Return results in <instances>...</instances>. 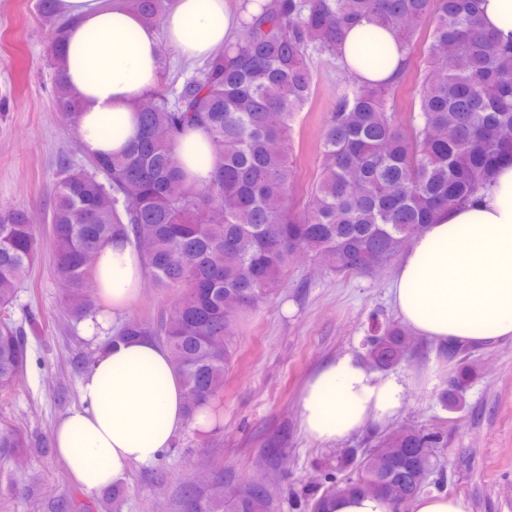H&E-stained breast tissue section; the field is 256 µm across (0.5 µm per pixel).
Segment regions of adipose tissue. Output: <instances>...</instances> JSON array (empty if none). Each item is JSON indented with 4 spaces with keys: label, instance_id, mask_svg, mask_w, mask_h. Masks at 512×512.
<instances>
[{
    "label": "adipose tissue",
    "instance_id": "obj_1",
    "mask_svg": "<svg viewBox=\"0 0 512 512\" xmlns=\"http://www.w3.org/2000/svg\"><path fill=\"white\" fill-rule=\"evenodd\" d=\"M67 20L62 82L79 105L78 128L93 156L120 153L135 138V102L160 78L162 45L182 57L209 59L237 24L225 0H173L162 28L142 21L122 0H58ZM342 51L353 73L378 82L402 53L386 29L362 22ZM188 184L211 178L215 155L204 129L174 143ZM99 298L113 312L128 308L144 278L138 250L117 239L95 257ZM394 304L417 336L444 345L512 340V164L497 168L481 198L443 212L408 246L394 272ZM80 407L64 413L53 432L60 461L89 493L116 484L130 464L148 463L170 447L186 424L208 430L207 410L188 416L170 352L153 338L109 344L83 375ZM403 383L371 372L343 354L309 376L299 399L305 434L333 445L400 411Z\"/></svg>",
    "mask_w": 512,
    "mask_h": 512
}]
</instances>
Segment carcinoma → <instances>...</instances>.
Masks as SVG:
<instances>
[{"label":"carcinoma","instance_id":"cac0c4a2","mask_svg":"<svg viewBox=\"0 0 512 512\" xmlns=\"http://www.w3.org/2000/svg\"><path fill=\"white\" fill-rule=\"evenodd\" d=\"M151 25L171 0H124ZM241 0L234 39L168 98L153 90L136 106L137 135L119 155L87 158V167L62 163L51 207L52 249L68 283L76 318L101 312L89 258L115 236L139 247L154 286L179 293L158 328L129 318L115 338L150 336L169 349L185 389L188 417L206 407L220 420L216 400L235 355L236 318L256 309L280 287L288 262L312 254L338 274L366 275L396 259L441 210L466 202L491 185L499 163L512 160V43L479 23L480 0H267L257 15ZM366 19L392 32L403 52L381 84L359 80L342 62L346 31ZM425 35L427 70L414 87L410 117L399 116L397 91L411 73ZM315 52L336 61L340 87L320 135L317 180L300 201L292 134L299 112L314 97L307 63ZM56 107L77 123L78 105L56 83ZM204 127L216 162L202 188L187 184L173 151L187 128ZM37 233L27 211L0 213V390L11 388L27 362L10 314L17 288L37 258ZM366 356L379 369L401 363L410 336L385 323L366 337ZM462 344L441 347L456 368L441 392L444 408H461L473 364ZM440 428L399 426L369 448H350L340 465L323 471L321 494L299 500L296 512H326L338 495L362 492L401 509L433 475L447 478L436 449ZM25 447L0 430V451ZM195 512H273L265 488L248 483L224 500L221 483L200 495Z\"/></svg>","mask_w":512,"mask_h":512}]
</instances>
